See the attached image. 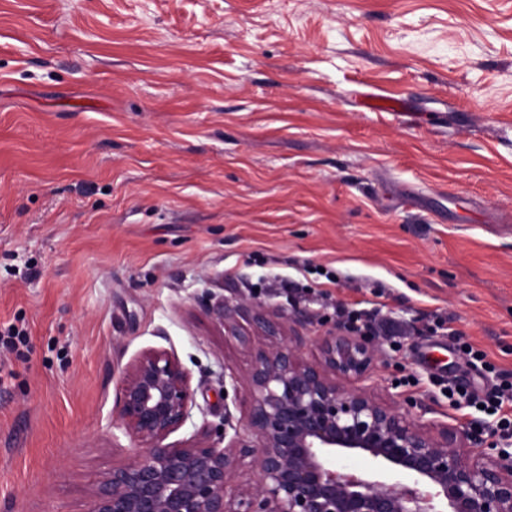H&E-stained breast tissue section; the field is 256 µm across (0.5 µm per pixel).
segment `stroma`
Wrapping results in <instances>:
<instances>
[{
	"mask_svg": "<svg viewBox=\"0 0 512 512\" xmlns=\"http://www.w3.org/2000/svg\"><path fill=\"white\" fill-rule=\"evenodd\" d=\"M222 298L310 363L380 308L406 333L354 387L494 424L447 392L512 381V0H0V512H90L144 350L191 376L172 441L243 426L264 338ZM379 311L381 310L375 308L373 313H360L348 310L341 304H336L335 308L336 318L343 322L349 330L366 334L373 333L380 326L376 323V315Z\"/></svg>",
	"mask_w": 512,
	"mask_h": 512,
	"instance_id": "stroma-1",
	"label": "stroma"
}]
</instances>
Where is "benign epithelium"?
<instances>
[{
	"mask_svg": "<svg viewBox=\"0 0 512 512\" xmlns=\"http://www.w3.org/2000/svg\"><path fill=\"white\" fill-rule=\"evenodd\" d=\"M243 310L268 338L246 374V433L214 441L205 425L194 443L169 441L190 417L191 378L169 352L143 351L122 371L115 422L136 448L98 481L90 512H512V453L481 447L485 425L431 432L336 381L365 374L376 340L334 332L307 363L262 304L213 308L232 336ZM350 455L369 469L339 467ZM245 457L254 479L241 483Z\"/></svg>",
	"mask_w": 512,
	"mask_h": 512,
	"instance_id": "obj_1",
	"label": "benign epithelium"
}]
</instances>
